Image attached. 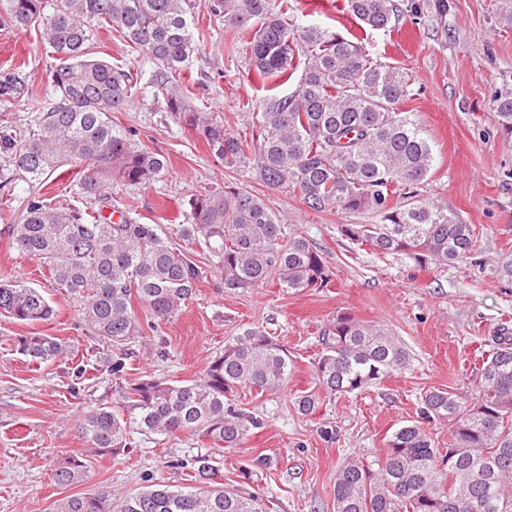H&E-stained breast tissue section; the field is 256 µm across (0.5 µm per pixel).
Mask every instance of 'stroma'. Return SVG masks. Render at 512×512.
I'll use <instances>...</instances> for the list:
<instances>
[{
  "label": "stroma",
  "mask_w": 512,
  "mask_h": 512,
  "mask_svg": "<svg viewBox=\"0 0 512 512\" xmlns=\"http://www.w3.org/2000/svg\"><path fill=\"white\" fill-rule=\"evenodd\" d=\"M290 2L297 22L361 38L374 59L408 70L414 95L405 108L422 123L435 157L419 188L421 198L480 228L486 263L512 249V137L503 134L494 107L496 96L512 93V23L506 19L512 0H399L402 12L390 32L362 31L344 0ZM197 16L209 37L179 81L196 106L223 118L228 131L245 132L251 113L274 91L250 72L222 19L203 8ZM93 52L136 79L127 110L113 113V124L134 130L169 163L155 189L112 185L114 204L173 236L181 200L195 190L230 185L261 194L319 250L333 280L325 288L288 294L272 284L228 291L219 277L207 276L161 333L131 340L127 368L114 379L111 343L81 322L76 299L55 288L38 262L13 248L2 233L31 195H42L51 205L71 198L75 173L63 167L37 185L0 159V275L11 274L43 291L57 314L35 329L66 348L51 361L30 362L18 339L35 329L0 315V512H50L61 498L101 492L128 496L150 482L193 484L190 469L170 462L209 453L211 445L202 438L183 434L155 440L136 434L128 453L90 457L75 424L101 405L126 408L129 388L146 377L173 383L195 378L228 340L252 328L265 330L287 350L290 375L275 394L238 392V406L261 417L263 425L251 430L243 447L217 457L222 481L236 485L241 463L262 455L270 463L247 490L259 497L263 512H335L337 469L349 460L368 463L381 456L392 432L418 419L421 393L452 387L473 394L495 328L512 326V290L467 263L422 266L406 254L382 257L357 245L342 227L374 223L371 213H316L252 174L225 170L166 112L150 61L103 29L96 33ZM53 65L37 30L0 29V76L24 77L30 98L47 96ZM342 313L387 325L408 348L411 365L365 391L321 395L312 414H301L294 399L316 389L318 339ZM82 455L88 458L84 480L58 485L53 477L58 462Z\"/></svg>",
  "instance_id": "1"
}]
</instances>
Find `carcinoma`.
Instances as JSON below:
<instances>
[{
	"mask_svg": "<svg viewBox=\"0 0 512 512\" xmlns=\"http://www.w3.org/2000/svg\"><path fill=\"white\" fill-rule=\"evenodd\" d=\"M209 12L237 35L250 70L262 82L298 90L273 95L251 113V135L228 132L224 120L194 105L173 83L204 42L193 29L197 0H0V28L40 30L58 61L53 93L32 105L30 123L18 127L0 113V154L31 183L69 166L78 175L84 205L52 208L31 196L5 227L12 245L39 262L55 287L80 302L82 321L113 343L111 371L120 379L124 345L143 328L159 332L194 299L205 270L193 246L207 250L224 288L274 284L286 293L324 288L332 271L319 251L273 212L258 194L234 186L197 190L182 199L177 247L158 224H140L112 206V183L146 188L163 180L165 156L112 125L129 105L133 76L90 56L99 28L110 29L154 65V84L166 110L208 147L224 168L253 171L258 181L283 188L314 212L368 211L374 224H347L344 235L377 255L403 253L435 265L483 266L479 230L448 208L419 198L434 167L430 144L414 113L401 106L413 96L409 75L366 53L362 42L329 28L302 26L288 0H208ZM364 29L386 31L401 12L396 0H345ZM25 81L0 78V103L19 104ZM501 129L512 135V95L495 101ZM97 209H92V206ZM110 210L109 216L101 213ZM501 288H512V251L491 269ZM143 306L144 317L132 300ZM0 314L15 322H49L55 308L37 288L0 277ZM32 362L63 354L55 338L34 332L19 339ZM314 376L324 393L361 391L406 369L405 344L382 326L343 313L323 332ZM478 394L433 387L421 397L422 414L448 424V447L426 427L396 429L373 468L349 461L336 473V512H512V329L503 324L477 372ZM288 381V354L265 332L232 339L196 378L178 384L148 378L127 393L124 413L99 406L76 431L89 452L115 455L130 436L188 433L216 446L239 448L261 421L235 403L242 389L276 393ZM190 467L199 487L153 485L113 501L104 494L59 500L53 512H262L258 497L218 482L210 455L176 461ZM266 468L258 456L239 468L247 483ZM86 462L68 458L55 470L58 484L83 479Z\"/></svg>",
	"mask_w": 512,
	"mask_h": 512,
	"instance_id": "cac0c4a2",
	"label": "carcinoma"
}]
</instances>
